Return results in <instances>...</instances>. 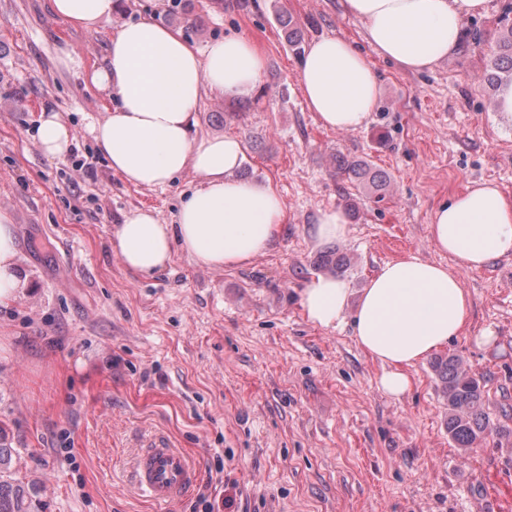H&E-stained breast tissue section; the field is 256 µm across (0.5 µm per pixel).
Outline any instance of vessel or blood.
<instances>
[{"mask_svg": "<svg viewBox=\"0 0 512 512\" xmlns=\"http://www.w3.org/2000/svg\"><path fill=\"white\" fill-rule=\"evenodd\" d=\"M131 479L150 498L161 504L178 500L194 483L190 459L165 442H156L135 459Z\"/></svg>", "mask_w": 512, "mask_h": 512, "instance_id": "obj_1", "label": "vessel or blood"}]
</instances>
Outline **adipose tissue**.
<instances>
[{"label":"adipose tissue","mask_w":512,"mask_h":512,"mask_svg":"<svg viewBox=\"0 0 512 512\" xmlns=\"http://www.w3.org/2000/svg\"><path fill=\"white\" fill-rule=\"evenodd\" d=\"M118 3L48 0L53 15L86 31L111 23ZM341 3L363 22L368 41L381 55L420 72L455 52L465 21L483 13L488 0ZM264 66L259 50L241 35L199 48L174 27L147 17L122 24L112 34L102 64L86 76L116 102L91 126L99 152L113 173L139 187L162 189L187 171L198 180L175 223L137 209L117 226L113 246L127 269L153 275L178 251L205 268H232L270 248L286 219L281 197L270 184L235 178L245 156L241 139L193 131L204 92L242 95L260 82ZM298 81L310 111L333 130L362 127L379 97L377 76L365 57L332 36L309 44ZM37 140L46 157L60 159L69 153L73 134L59 113L45 111ZM429 228L450 265L409 256L385 263L359 297L332 275L312 277L302 292L309 321L323 328L335 326L347 308H354L356 342L384 367L380 384L394 396L410 388L407 368L462 332L469 295L460 272L512 253V198L490 182L468 184L434 210ZM26 286L12 219L0 210V305L16 300Z\"/></svg>","instance_id":"adipose-tissue-1"}]
</instances>
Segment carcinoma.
Returning <instances> with one entry per match:
<instances>
[{
  "label": "carcinoma",
  "mask_w": 512,
  "mask_h": 512,
  "mask_svg": "<svg viewBox=\"0 0 512 512\" xmlns=\"http://www.w3.org/2000/svg\"><path fill=\"white\" fill-rule=\"evenodd\" d=\"M484 76L498 87L512 82V24L504 20L500 36L487 47ZM336 177L380 198L388 182L387 176L364 159L336 158ZM434 371L448 404V435L462 450H472L492 434L507 427L492 428L480 380L456 356L440 358ZM14 449L0 443V512H36L35 491L6 479Z\"/></svg>",
  "instance_id": "carcinoma-1"
}]
</instances>
